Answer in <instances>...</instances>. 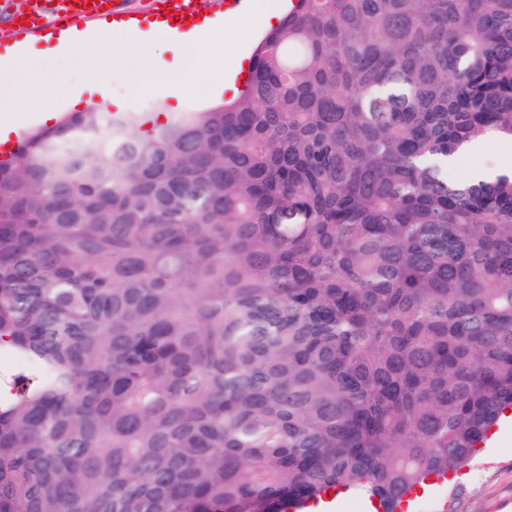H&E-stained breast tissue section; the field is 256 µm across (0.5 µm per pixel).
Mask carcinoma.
<instances>
[{
  "instance_id": "obj_1",
  "label": "carcinoma",
  "mask_w": 512,
  "mask_h": 512,
  "mask_svg": "<svg viewBox=\"0 0 512 512\" xmlns=\"http://www.w3.org/2000/svg\"><path fill=\"white\" fill-rule=\"evenodd\" d=\"M0 163V512H399L512 409V0H290L247 88ZM507 146V151L505 149ZM511 143H498L493 145H474L469 151L463 153L456 164V175L459 178H468L474 169H495L503 166L506 158H512Z\"/></svg>"
}]
</instances>
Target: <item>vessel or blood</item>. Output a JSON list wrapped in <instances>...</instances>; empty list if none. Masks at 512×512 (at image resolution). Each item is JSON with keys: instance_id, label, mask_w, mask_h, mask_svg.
Instances as JSON below:
<instances>
[{"instance_id": "1", "label": "vessel or blood", "mask_w": 512, "mask_h": 512, "mask_svg": "<svg viewBox=\"0 0 512 512\" xmlns=\"http://www.w3.org/2000/svg\"><path fill=\"white\" fill-rule=\"evenodd\" d=\"M249 0H145V10L160 18L165 12L181 13L196 21L204 13L245 10ZM23 13H15L13 0H0V15L10 23L15 42H22L48 30H64L94 25L104 19H129L122 0H24Z\"/></svg>"}]
</instances>
